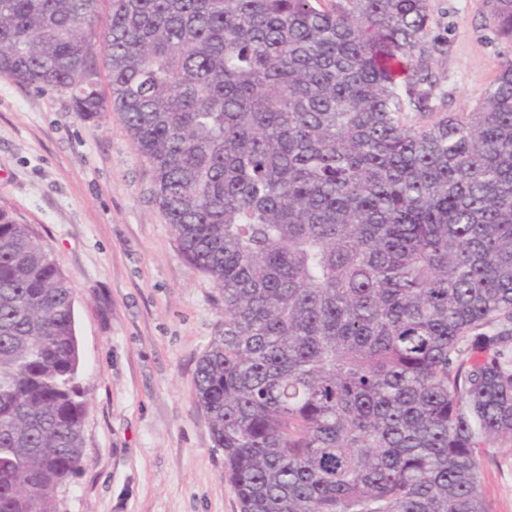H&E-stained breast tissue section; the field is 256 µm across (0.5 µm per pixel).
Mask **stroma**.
<instances>
[{
  "instance_id": "stroma-1",
  "label": "stroma",
  "mask_w": 512,
  "mask_h": 512,
  "mask_svg": "<svg viewBox=\"0 0 512 512\" xmlns=\"http://www.w3.org/2000/svg\"><path fill=\"white\" fill-rule=\"evenodd\" d=\"M429 5L448 109L469 111L512 45L495 35L486 0ZM151 187L116 115L83 121L66 94L0 80V208L69 279L89 401L87 459L60 512H239L193 398L222 295L186 262ZM482 462L493 512H512V444L485 448Z\"/></svg>"
}]
</instances>
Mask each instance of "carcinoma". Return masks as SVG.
<instances>
[{
  "label": "carcinoma",
  "mask_w": 512,
  "mask_h": 512,
  "mask_svg": "<svg viewBox=\"0 0 512 512\" xmlns=\"http://www.w3.org/2000/svg\"><path fill=\"white\" fill-rule=\"evenodd\" d=\"M512 43V0H487ZM428 0H0V79L113 112L224 298L195 372L239 512H491L512 442V59L435 105ZM108 63L101 90L99 56ZM67 276L0 209V512L88 410ZM483 450V487L492 512H512V444Z\"/></svg>",
  "instance_id": "cac0c4a2"
}]
</instances>
